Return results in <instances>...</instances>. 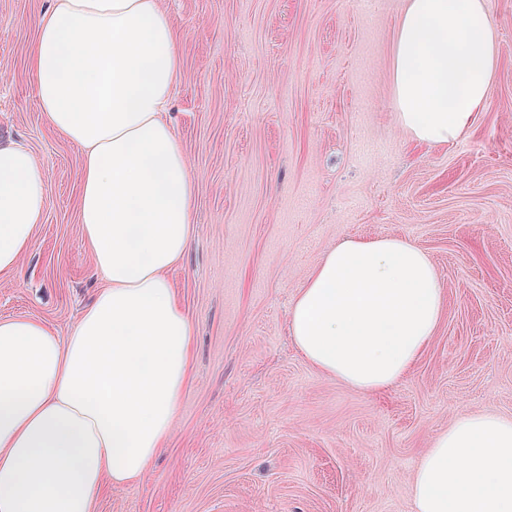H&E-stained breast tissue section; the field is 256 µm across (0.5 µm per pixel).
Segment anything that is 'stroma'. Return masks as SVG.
<instances>
[{"label": "stroma", "mask_w": 512, "mask_h": 512, "mask_svg": "<svg viewBox=\"0 0 512 512\" xmlns=\"http://www.w3.org/2000/svg\"><path fill=\"white\" fill-rule=\"evenodd\" d=\"M405 0H161L182 38L171 112L197 184L169 278L195 325L175 431L96 512H413L423 452L459 416L512 418V0H488L498 70L475 125L413 143L391 109ZM49 0H0V137L27 146L49 207L0 319L67 336L102 287L77 197L81 149L41 111L28 50ZM430 257L445 309L408 374L367 394L309 366L288 314L349 237Z\"/></svg>", "instance_id": "obj_1"}]
</instances>
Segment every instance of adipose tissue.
Segmentation results:
<instances>
[{
  "mask_svg": "<svg viewBox=\"0 0 512 512\" xmlns=\"http://www.w3.org/2000/svg\"><path fill=\"white\" fill-rule=\"evenodd\" d=\"M487 0H406L391 50L395 120L427 147L485 110L497 67ZM51 128L82 150L83 239L106 281L68 336L0 320V512H94L147 475L191 379L194 327L168 277L194 237L196 183L165 114L183 77L159 0H52L29 50ZM43 167L0 141V274L48 208ZM444 313L436 270L400 237L348 238L314 264L289 330L320 373L368 393L402 379ZM414 512H512V419L458 417L423 454Z\"/></svg>",
  "mask_w": 512,
  "mask_h": 512,
  "instance_id": "1",
  "label": "adipose tissue"
}]
</instances>
